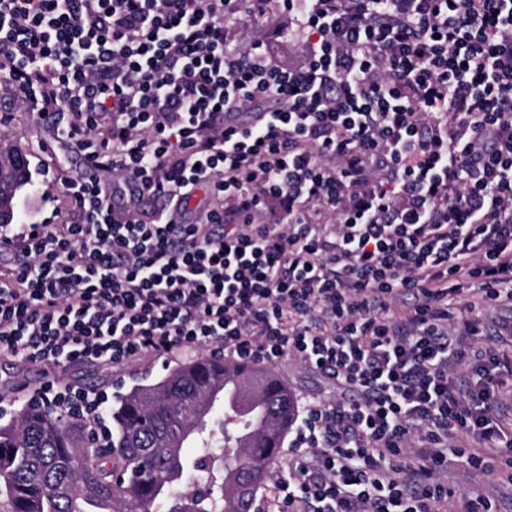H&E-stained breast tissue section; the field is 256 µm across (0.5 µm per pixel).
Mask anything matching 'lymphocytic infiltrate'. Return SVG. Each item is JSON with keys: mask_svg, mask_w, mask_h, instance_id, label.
<instances>
[{"mask_svg": "<svg viewBox=\"0 0 512 512\" xmlns=\"http://www.w3.org/2000/svg\"><path fill=\"white\" fill-rule=\"evenodd\" d=\"M281 13L293 66L244 39ZM3 89L86 172L0 225L1 357L327 374L274 512H444L449 456L512 453L480 318L512 307V0H0ZM33 400L111 432L107 392Z\"/></svg>", "mask_w": 512, "mask_h": 512, "instance_id": "f902f5d3", "label": "lymphocytic infiltrate"}]
</instances>
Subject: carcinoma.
<instances>
[{"mask_svg":"<svg viewBox=\"0 0 512 512\" xmlns=\"http://www.w3.org/2000/svg\"><path fill=\"white\" fill-rule=\"evenodd\" d=\"M27 153L0 143V198L17 203L30 184ZM238 370L200 360L138 384L112 412L110 457H95L77 421L23 406L0 427V512H248L228 490L267 481L296 416L293 396L255 376L239 396L259 409L255 432L227 426L214 401Z\"/></svg>","mask_w":512,"mask_h":512,"instance_id":"obj_1","label":"carcinoma"}]
</instances>
